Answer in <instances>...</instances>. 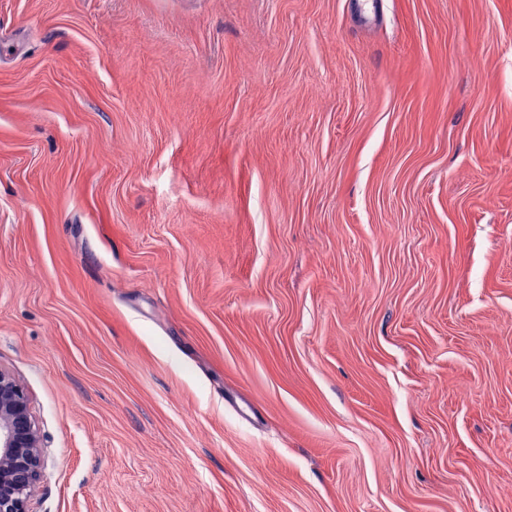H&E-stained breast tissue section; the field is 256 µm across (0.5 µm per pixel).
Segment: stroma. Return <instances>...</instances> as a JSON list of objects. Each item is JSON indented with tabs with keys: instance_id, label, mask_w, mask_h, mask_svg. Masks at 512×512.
I'll return each instance as SVG.
<instances>
[{
	"instance_id": "stroma-1",
	"label": "stroma",
	"mask_w": 512,
	"mask_h": 512,
	"mask_svg": "<svg viewBox=\"0 0 512 512\" xmlns=\"http://www.w3.org/2000/svg\"><path fill=\"white\" fill-rule=\"evenodd\" d=\"M0 369L31 512H512V0H0ZM40 432L24 386L0 369V512H31L44 460Z\"/></svg>"
}]
</instances>
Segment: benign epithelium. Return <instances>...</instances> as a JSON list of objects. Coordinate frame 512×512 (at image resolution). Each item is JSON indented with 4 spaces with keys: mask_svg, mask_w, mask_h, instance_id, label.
I'll return each instance as SVG.
<instances>
[{
    "mask_svg": "<svg viewBox=\"0 0 512 512\" xmlns=\"http://www.w3.org/2000/svg\"><path fill=\"white\" fill-rule=\"evenodd\" d=\"M44 460L24 386L0 369V512H30Z\"/></svg>",
    "mask_w": 512,
    "mask_h": 512,
    "instance_id": "benign-epithelium-1",
    "label": "benign epithelium"
}]
</instances>
